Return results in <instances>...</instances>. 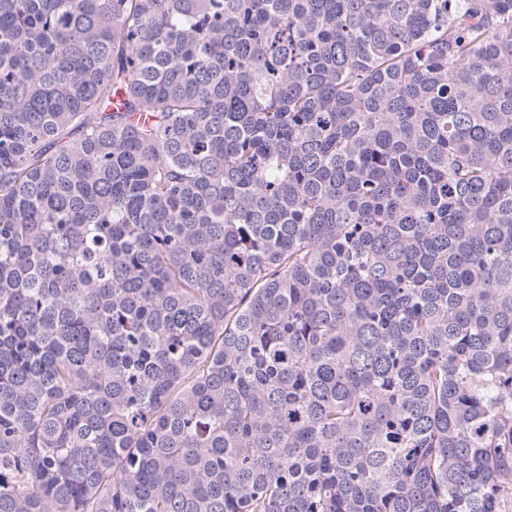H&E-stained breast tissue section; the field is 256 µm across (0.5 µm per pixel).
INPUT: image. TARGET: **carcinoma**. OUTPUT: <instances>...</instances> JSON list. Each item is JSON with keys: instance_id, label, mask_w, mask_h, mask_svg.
<instances>
[{"instance_id": "carcinoma-1", "label": "carcinoma", "mask_w": 512, "mask_h": 512, "mask_svg": "<svg viewBox=\"0 0 512 512\" xmlns=\"http://www.w3.org/2000/svg\"><path fill=\"white\" fill-rule=\"evenodd\" d=\"M0 512H512V0H0Z\"/></svg>"}]
</instances>
